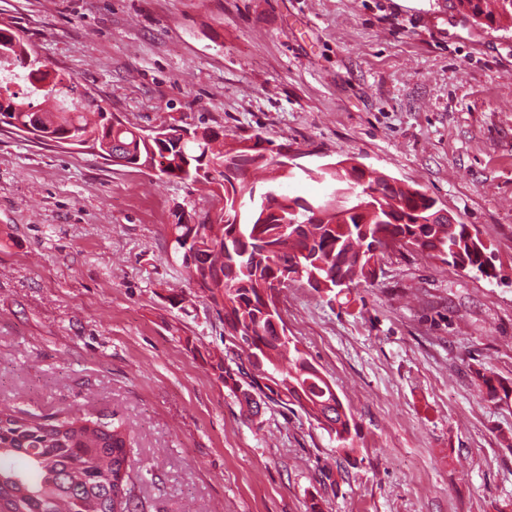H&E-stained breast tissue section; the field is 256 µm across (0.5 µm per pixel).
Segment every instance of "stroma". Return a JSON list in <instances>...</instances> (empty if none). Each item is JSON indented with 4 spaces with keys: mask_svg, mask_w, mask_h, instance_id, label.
<instances>
[{
    "mask_svg": "<svg viewBox=\"0 0 512 512\" xmlns=\"http://www.w3.org/2000/svg\"><path fill=\"white\" fill-rule=\"evenodd\" d=\"M456 2L0 0L126 122L354 159L473 225L500 272L403 249L336 299L283 289L291 343L357 425L346 455L301 412L247 419L214 371L223 317L171 226L216 187L0 127V407L122 424L148 512H512V29Z\"/></svg>",
    "mask_w": 512,
    "mask_h": 512,
    "instance_id": "obj_1",
    "label": "stroma"
}]
</instances>
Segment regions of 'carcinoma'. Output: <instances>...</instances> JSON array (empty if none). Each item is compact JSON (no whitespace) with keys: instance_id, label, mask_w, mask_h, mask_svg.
<instances>
[{"instance_id":"1","label":"carcinoma","mask_w":512,"mask_h":512,"mask_svg":"<svg viewBox=\"0 0 512 512\" xmlns=\"http://www.w3.org/2000/svg\"><path fill=\"white\" fill-rule=\"evenodd\" d=\"M457 3L464 14L490 27H512V0ZM32 54L18 31L0 26V65L27 70L22 92L12 89L13 75L0 78V98L6 101L0 105L1 124L20 132L37 120L46 141L61 144L76 137L102 154L119 149L145 159L152 153L161 158L156 167L160 178L203 180L222 190V210L231 220L217 229L200 225L206 248L185 270L189 280L203 284V297L224 314V341L246 352L248 366L234 370L219 362L216 369L249 418L259 415L266 401L291 412L297 407L342 447L353 443L351 414L332 386L304 352L277 333L268 290L283 271L302 266L307 281L314 271L334 293L338 278L349 285L371 279L375 246L389 238L450 267L466 265L482 278L498 277L492 253L479 235L470 234V225L441 215L436 199L425 191L410 193L377 177L364 183L357 169L341 170L330 179L342 196L374 188L365 197L369 210L353 212L345 204L338 208L341 219L329 214L316 218L301 206L303 196L279 187L267 198L255 193L246 170L230 182L227 171L240 169L241 151L215 147L220 131L203 127L201 136L184 140L171 126L170 138L148 144L140 129L108 123L112 112L95 99H84L73 76L46 63H29ZM276 156L265 146L253 151V171L275 170ZM171 232L174 253L185 254L189 228L178 222ZM38 420V415L0 407V512H109L110 477L126 462L128 437L122 425H112L107 438L84 418H58L48 428Z\"/></svg>"}]
</instances>
